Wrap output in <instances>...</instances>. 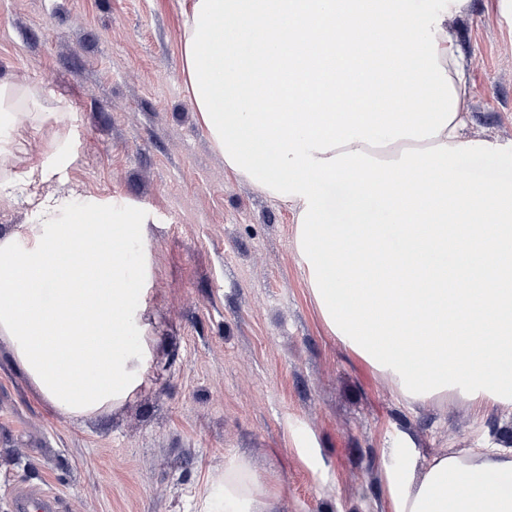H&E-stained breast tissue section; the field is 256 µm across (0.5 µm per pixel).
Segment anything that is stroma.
<instances>
[{
    "label": "stroma",
    "instance_id": "1",
    "mask_svg": "<svg viewBox=\"0 0 512 512\" xmlns=\"http://www.w3.org/2000/svg\"><path fill=\"white\" fill-rule=\"evenodd\" d=\"M192 0H0V102L19 126L0 183V235L32 223L30 195L133 209L150 239L123 246L151 288L153 358L124 404L77 421L0 362V512L24 487L63 512H198L244 459L276 512H394L391 481L442 451L512 446V409L459 393L408 405L325 326L295 250V216L224 164L184 64ZM467 82L460 174L512 182V0L451 16Z\"/></svg>",
    "mask_w": 512,
    "mask_h": 512
}]
</instances>
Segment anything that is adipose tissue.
Here are the masks:
<instances>
[{"label": "adipose tissue", "mask_w": 512, "mask_h": 512, "mask_svg": "<svg viewBox=\"0 0 512 512\" xmlns=\"http://www.w3.org/2000/svg\"><path fill=\"white\" fill-rule=\"evenodd\" d=\"M448 15L423 0H194L185 66L225 164L295 209V248L322 320L407 403L458 390L512 407V183L465 184V65ZM222 30L220 46L205 37ZM265 92L276 112L240 103ZM421 107L407 109L408 101ZM424 173L423 191L407 175ZM340 184L343 214L319 186ZM33 221L0 238V341L37 397L69 418L123 404L153 359L144 280L121 272L111 215L32 198ZM411 291L399 288L403 276ZM430 337L413 349L408 321ZM487 323L470 356L471 324ZM500 480L488 486L487 472ZM395 512H512V448L434 456L393 481ZM238 459L203 512H275Z\"/></svg>", "instance_id": "obj_1"}]
</instances>
